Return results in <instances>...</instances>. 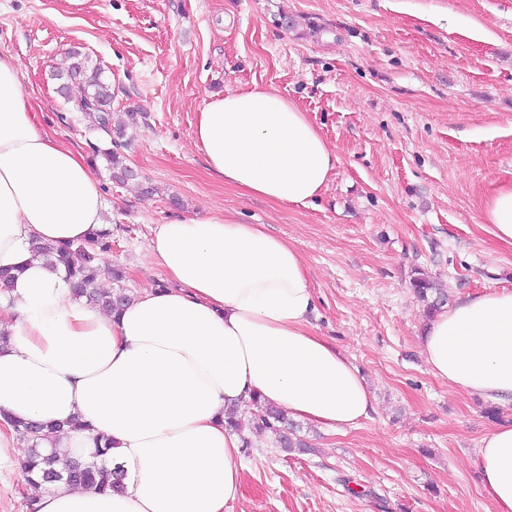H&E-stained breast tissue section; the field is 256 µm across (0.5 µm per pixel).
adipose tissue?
Instances as JSON below:
<instances>
[{
  "label": "adipose tissue",
  "instance_id": "ef3b65f1",
  "mask_svg": "<svg viewBox=\"0 0 512 512\" xmlns=\"http://www.w3.org/2000/svg\"><path fill=\"white\" fill-rule=\"evenodd\" d=\"M194 140L225 184L282 205H311L338 161L307 112L256 82L203 100ZM103 213L87 159L38 129L18 66L1 53L0 268L18 275L0 297V477L25 456L14 423L74 417L81 428L50 447L84 459L103 448L125 471L119 493L30 487L38 512H224L243 471L224 414L255 396L337 431L369 417L359 370L312 329L315 294L296 248L225 211L173 216L150 244L167 287L107 315L30 249L88 240ZM481 220L512 245V182L488 196ZM421 348L450 385L512 401V291L437 312ZM473 464L497 512H512L511 424L482 437Z\"/></svg>",
  "mask_w": 512,
  "mask_h": 512
}]
</instances>
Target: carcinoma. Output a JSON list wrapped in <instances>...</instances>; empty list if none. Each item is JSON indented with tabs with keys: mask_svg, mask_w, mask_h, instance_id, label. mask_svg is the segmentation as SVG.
Segmentation results:
<instances>
[{
	"mask_svg": "<svg viewBox=\"0 0 512 512\" xmlns=\"http://www.w3.org/2000/svg\"><path fill=\"white\" fill-rule=\"evenodd\" d=\"M69 54L72 63L68 70L56 74V78L62 81L63 88L66 89L68 103L75 111L85 114L93 129L109 137L114 134L122 135V126L112 123V112L87 111L91 106L105 105L112 99L111 86L103 79L100 68L83 61V54L76 48L69 51ZM95 153L107 163L111 178L124 181L133 176V171L123 164V158L117 150L97 147ZM31 247L34 253L44 257L49 264H61L65 267L76 298L86 299L107 314H115L130 303L131 297L122 285L125 271L119 267L102 268L97 263V252L112 248L110 232L99 233L85 243L53 245L35 240ZM101 278L112 280L115 288L109 293L99 292L96 283ZM412 287L417 297L426 303L427 313L430 315L447 301L444 289L422 272L413 279ZM246 408L253 416L255 428L274 436L285 451L309 449L308 443L299 435V429L288 419L283 409L265 403L258 397L246 404ZM15 429L30 442L28 456L20 466L26 481H32V476L35 475L45 484L64 478L72 484L94 487L104 493L122 490L120 467H98L62 456L55 448L47 450L40 447V441L49 434L62 430L63 424L20 422L15 425Z\"/></svg>",
	"mask_w": 512,
	"mask_h": 512,
	"instance_id": "obj_1",
	"label": "carcinoma"
}]
</instances>
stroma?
Listing matches in <instances>:
<instances>
[{
  "mask_svg": "<svg viewBox=\"0 0 512 512\" xmlns=\"http://www.w3.org/2000/svg\"><path fill=\"white\" fill-rule=\"evenodd\" d=\"M488 32L469 38L470 22ZM79 49L112 86L119 151L102 145L54 75ZM19 64L40 126L91 161L125 288L164 284L157 224L222 208L301 254L314 331L365 377L375 409L344 432L303 422L307 452L250 424L238 499L224 512H496L471 458L498 423L428 368L417 273L449 304L512 290V246L480 222L512 181V0H0V53ZM258 82L294 101L338 156L313 205L248 198L212 176L192 132L205 97ZM135 122H126L127 113ZM97 156H101L107 163L111 178L117 181H124L133 177V171L123 164V158L117 149L112 148H95Z\"/></svg>",
  "mask_w": 512,
  "mask_h": 512,
  "instance_id": "stroma-1",
  "label": "stroma"
}]
</instances>
